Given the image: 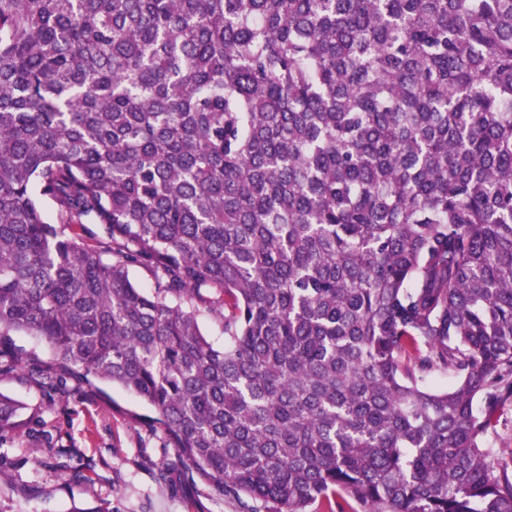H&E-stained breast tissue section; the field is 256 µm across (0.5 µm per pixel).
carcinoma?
I'll use <instances>...</instances> for the list:
<instances>
[{"mask_svg":"<svg viewBox=\"0 0 512 512\" xmlns=\"http://www.w3.org/2000/svg\"><path fill=\"white\" fill-rule=\"evenodd\" d=\"M19 334L247 512H512V0H0ZM201 310L203 313L199 317V324L202 332L215 348L224 347V333L220 320L211 316L206 310ZM497 417L495 430L488 436L489 448L495 451L512 448V405H506Z\"/></svg>","mask_w":512,"mask_h":512,"instance_id":"1","label":"carcinoma"}]
</instances>
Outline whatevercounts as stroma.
Segmentation results:
<instances>
[{
  "instance_id": "1",
  "label": "stroma",
  "mask_w": 512,
  "mask_h": 512,
  "mask_svg": "<svg viewBox=\"0 0 512 512\" xmlns=\"http://www.w3.org/2000/svg\"><path fill=\"white\" fill-rule=\"evenodd\" d=\"M0 393L25 403L18 431L0 440V501L12 512H242L200 480L172 469L174 451L149 408L110 383L89 390L78 381L63 391L20 369L0 370ZM56 448L57 466H40L36 448ZM167 479H160L163 467Z\"/></svg>"
}]
</instances>
